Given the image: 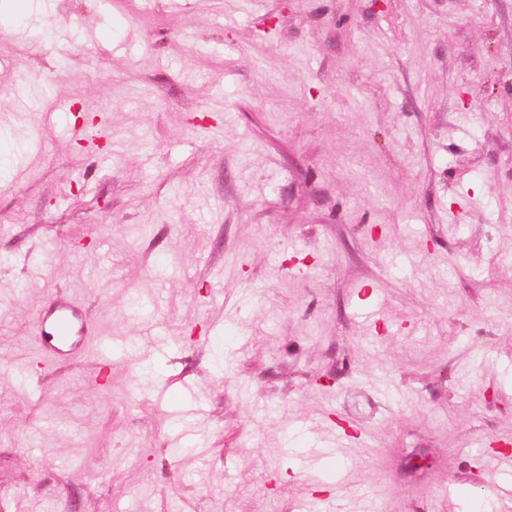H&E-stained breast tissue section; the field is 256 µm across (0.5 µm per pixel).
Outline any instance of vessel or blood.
Here are the masks:
<instances>
[{
	"label": "vessel or blood",
	"mask_w": 512,
	"mask_h": 512,
	"mask_svg": "<svg viewBox=\"0 0 512 512\" xmlns=\"http://www.w3.org/2000/svg\"><path fill=\"white\" fill-rule=\"evenodd\" d=\"M36 334L41 348L55 361L83 353L92 336L81 307L62 297L52 299L41 313ZM336 461L334 447L309 448L304 469L310 479L320 482L335 470Z\"/></svg>",
	"instance_id": "b4317fda"
}]
</instances>
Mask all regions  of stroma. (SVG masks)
<instances>
[{
  "label": "stroma",
  "mask_w": 512,
  "mask_h": 512,
  "mask_svg": "<svg viewBox=\"0 0 512 512\" xmlns=\"http://www.w3.org/2000/svg\"><path fill=\"white\" fill-rule=\"evenodd\" d=\"M0 137V512H512V0H41ZM36 334L41 348L53 361L83 353L94 336L81 306L62 297L52 299L41 313ZM304 469L308 477L315 481H324L328 473L335 472L336 448L332 446L307 448L305 451Z\"/></svg>",
  "instance_id": "obj_1"
}]
</instances>
